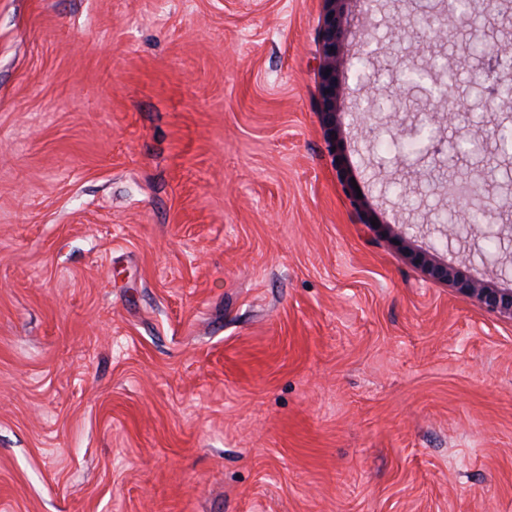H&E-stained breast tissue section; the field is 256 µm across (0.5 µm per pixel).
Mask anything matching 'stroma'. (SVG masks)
Returning <instances> with one entry per match:
<instances>
[{
  "label": "stroma",
  "instance_id": "stroma-1",
  "mask_svg": "<svg viewBox=\"0 0 512 512\" xmlns=\"http://www.w3.org/2000/svg\"><path fill=\"white\" fill-rule=\"evenodd\" d=\"M346 81L389 112L318 110L323 0H0V512H512V320L410 259L512 274L427 225L441 182L506 167L477 138L376 159L419 119L400 92L418 0H351ZM407 224L405 243L370 228Z\"/></svg>",
  "mask_w": 512,
  "mask_h": 512
}]
</instances>
